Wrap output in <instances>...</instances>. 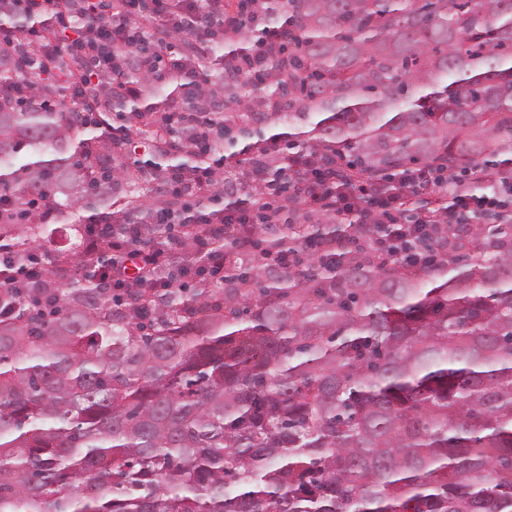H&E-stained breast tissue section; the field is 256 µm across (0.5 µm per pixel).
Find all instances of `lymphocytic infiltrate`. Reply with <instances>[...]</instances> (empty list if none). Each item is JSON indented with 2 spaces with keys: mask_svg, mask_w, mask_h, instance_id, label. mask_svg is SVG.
<instances>
[{
  "mask_svg": "<svg viewBox=\"0 0 512 512\" xmlns=\"http://www.w3.org/2000/svg\"><path fill=\"white\" fill-rule=\"evenodd\" d=\"M12 11L33 21L31 31L0 26V57L15 61L20 71L31 62L49 65L64 47L77 51V83L95 84L100 77L113 79L110 93L130 96L135 92L123 77V68L134 67L156 77L179 76L187 70L183 57L166 51L172 35H199L204 21H218L235 31H258L264 43L279 41L282 28L269 0H255L248 16L228 13L225 0H0V12ZM215 154L209 165L188 173L171 175L175 191L191 200L188 219L199 224L207 239L231 238L238 251H249L254 226L259 223L258 206L281 203L286 185L267 179L265 168L250 165L248 177H239L224 165L223 154ZM310 193L305 202L314 212L348 215L373 204L383 214L370 252L382 258L419 259L410 242V223L440 224L445 217L465 213L474 217L497 208L504 199V185L512 186V172L475 168L473 177L489 184L490 192L476 193L463 185L436 179L425 167L408 171L398 189L386 193L379 186L360 184L340 189L336 179L321 173L316 154L300 162ZM135 221L120 225H95L88 236L90 254L100 246L112 247V257L103 269V281L111 288L154 285L155 271L182 249L184 235L176 231L163 246L140 242Z\"/></svg>",
  "mask_w": 512,
  "mask_h": 512,
  "instance_id": "lymphocytic-infiltrate-1",
  "label": "lymphocytic infiltrate"
}]
</instances>
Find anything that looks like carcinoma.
Listing matches in <instances>:
<instances>
[{
  "label": "carcinoma",
  "instance_id": "carcinoma-1",
  "mask_svg": "<svg viewBox=\"0 0 512 512\" xmlns=\"http://www.w3.org/2000/svg\"><path fill=\"white\" fill-rule=\"evenodd\" d=\"M288 32L261 54L265 75L221 24L196 60L203 94L170 79L84 112L100 88L67 95L34 66L40 100L7 96L22 76L0 61V200L52 197L73 239L30 271L57 230L20 207L0 221V512H512V207L424 231L422 263L355 246L376 225L341 229L288 203L260 207L252 258L224 241V282L138 288L123 302L85 253L91 216L123 215L158 243L185 209L160 187L205 156L244 145L261 163L288 125L282 164L308 152L346 188L408 166L470 180L512 154V0H288ZM180 100L173 145L159 114ZM235 104L238 112L224 108ZM149 118L122 145L112 117ZM97 169V185L85 169ZM311 241L332 246L308 257ZM295 257L292 265L279 256ZM75 268L68 280L54 274Z\"/></svg>",
  "mask_w": 512,
  "mask_h": 512
}]
</instances>
